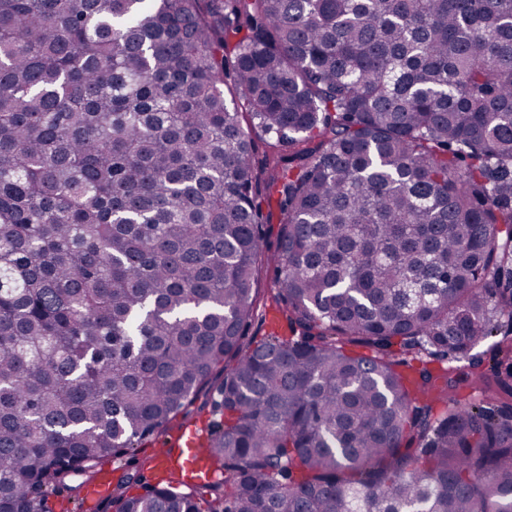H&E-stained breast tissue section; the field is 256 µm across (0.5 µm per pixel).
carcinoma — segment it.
<instances>
[{"label":"carcinoma","mask_w":512,"mask_h":512,"mask_svg":"<svg viewBox=\"0 0 512 512\" xmlns=\"http://www.w3.org/2000/svg\"><path fill=\"white\" fill-rule=\"evenodd\" d=\"M237 96L288 144L271 257ZM269 265L290 336L255 342ZM498 333L512 0H0V512L204 390L224 478L98 507L512 512V406L436 412L475 372L435 363Z\"/></svg>","instance_id":"1"}]
</instances>
